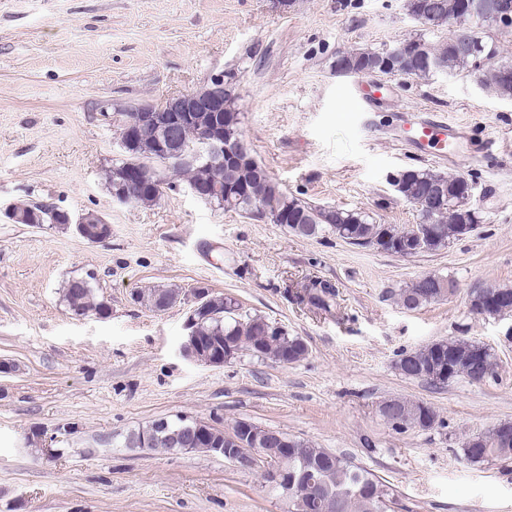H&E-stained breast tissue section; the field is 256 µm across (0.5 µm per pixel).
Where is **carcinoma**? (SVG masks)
Masks as SVG:
<instances>
[{
	"instance_id": "obj_1",
	"label": "carcinoma",
	"mask_w": 512,
	"mask_h": 512,
	"mask_svg": "<svg viewBox=\"0 0 512 512\" xmlns=\"http://www.w3.org/2000/svg\"><path fill=\"white\" fill-rule=\"evenodd\" d=\"M458 0H406V9L416 21L424 26H438L448 21V15L455 13ZM512 21L503 24L498 16L490 14L475 26V35L485 50L481 59L464 57L448 43L430 44L421 39L408 41L409 50L405 66L415 80H427L435 71L421 66L423 56H429L438 67L450 75L465 73L473 76L491 93L512 96V85L504 87L499 82L500 67L498 46L486 34V30L509 29ZM383 51L358 49L343 53L334 60V65L354 66L364 71H376ZM210 120L207 112H200L196 119L180 128L177 136L168 143L174 153H185L196 148V131ZM224 131L241 136L243 130L237 107L235 83L231 82L224 91ZM123 141L124 158L106 171L109 187H115L117 174L121 169L133 168L141 171L148 182L149 190L133 201V205L155 203L151 188L156 177L150 155L153 148L146 139H134L129 131L120 132ZM185 181L188 187L197 185L216 186L221 189L222 198L214 199L215 205L227 211L239 212L248 217L254 212L280 217L279 223L307 224L315 229V235L331 232L345 242L358 246H373L386 250L393 242H402L404 230L391 224H373L362 212L320 206L298 198L287 191L260 167L229 168L224 165H209L204 161L194 164H178L169 172ZM429 188L443 190V196L454 195L455 201L436 210H427L422 199ZM459 179L454 175L427 169H413L401 180L399 196L419 211L420 223L434 225L435 236L429 243L428 251H437L453 240L465 237L461 224L477 223L476 218H465L475 211L471 199L457 193ZM20 212H34L38 217L36 226L53 224L63 226L58 219L57 209L47 201H25L14 206ZM436 275L421 276L396 293L397 301L407 309L439 302L448 297L434 284ZM485 291H495L507 301L494 305H483L479 314L502 316L512 313V287L487 286ZM142 300L149 305L169 308L179 301L174 289L153 288L142 294ZM336 289L330 283H314L304 289L300 301L310 307L329 311L335 305ZM63 301L69 311L78 316L90 312L101 318L109 315V307L97 298L90 281L83 278L69 280L63 288ZM217 308L202 310L196 315L195 335L202 342L210 343L224 336L235 337L238 347L258 357L274 360L284 355L299 362L307 356L299 337L275 325L266 318L250 314L231 296L215 295ZM478 345L466 340L433 341L415 352H405L396 362L397 370L404 376L433 384H446L448 378H465L472 374L468 359ZM399 422L392 424L398 429H429L436 423L437 415L432 407L418 401L401 399ZM294 450L282 455L280 465L288 478L296 479L294 488L283 500L288 512H387L385 500L393 497L392 489L351 460L327 448H317L311 443L291 437ZM464 457L472 464L488 465L489 458L498 461L512 459V442L506 444L492 428L485 433L469 436L462 448Z\"/></svg>"
}]
</instances>
